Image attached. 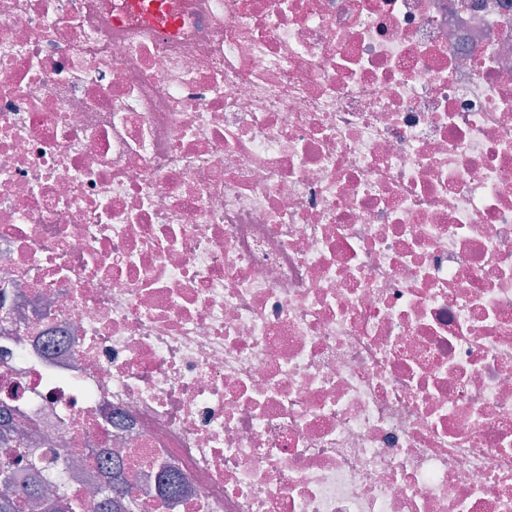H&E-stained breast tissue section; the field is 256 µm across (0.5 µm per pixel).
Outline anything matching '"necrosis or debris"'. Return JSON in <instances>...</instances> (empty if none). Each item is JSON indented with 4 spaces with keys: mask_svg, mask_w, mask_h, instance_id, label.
Instances as JSON below:
<instances>
[{
    "mask_svg": "<svg viewBox=\"0 0 512 512\" xmlns=\"http://www.w3.org/2000/svg\"><path fill=\"white\" fill-rule=\"evenodd\" d=\"M0 407L120 512H512V0H0ZM106 465L112 468V483L101 488L98 497L89 507H86L87 510L83 512H114V507H119V505H117V501L112 499V493L116 491V486L113 481L117 480L118 477L117 473L114 472L115 466L111 461L106 462ZM113 475L116 477L114 480Z\"/></svg>",
    "mask_w": 512,
    "mask_h": 512,
    "instance_id": "obj_1",
    "label": "necrosis or debris"
}]
</instances>
